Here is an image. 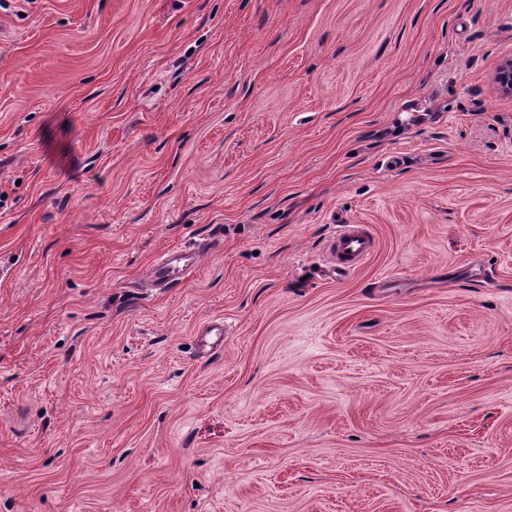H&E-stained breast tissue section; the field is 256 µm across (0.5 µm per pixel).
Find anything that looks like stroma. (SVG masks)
I'll return each mask as SVG.
<instances>
[{
	"instance_id": "obj_1",
	"label": "stroma",
	"mask_w": 512,
	"mask_h": 512,
	"mask_svg": "<svg viewBox=\"0 0 512 512\" xmlns=\"http://www.w3.org/2000/svg\"><path fill=\"white\" fill-rule=\"evenodd\" d=\"M510 59L512 0H0V512H512ZM326 243L328 263L337 275L360 266L374 250V237L366 224H340ZM213 249L214 245L210 242L171 248L163 252L151 266V278L163 288H173L199 265L205 253ZM197 349L205 355H212L224 350V321L210 320L196 332Z\"/></svg>"
}]
</instances>
